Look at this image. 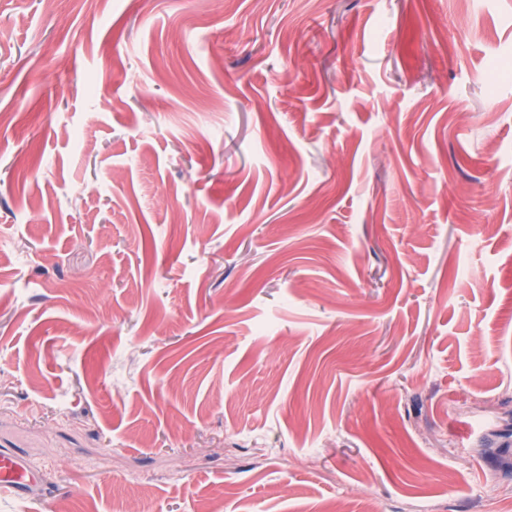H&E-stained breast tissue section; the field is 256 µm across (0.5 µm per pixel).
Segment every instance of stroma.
<instances>
[{
	"mask_svg": "<svg viewBox=\"0 0 512 512\" xmlns=\"http://www.w3.org/2000/svg\"><path fill=\"white\" fill-rule=\"evenodd\" d=\"M0 512H505L512 0H0ZM0 489L25 497L48 494L43 473L15 448H0Z\"/></svg>",
	"mask_w": 512,
	"mask_h": 512,
	"instance_id": "obj_1",
	"label": "stroma"
}]
</instances>
